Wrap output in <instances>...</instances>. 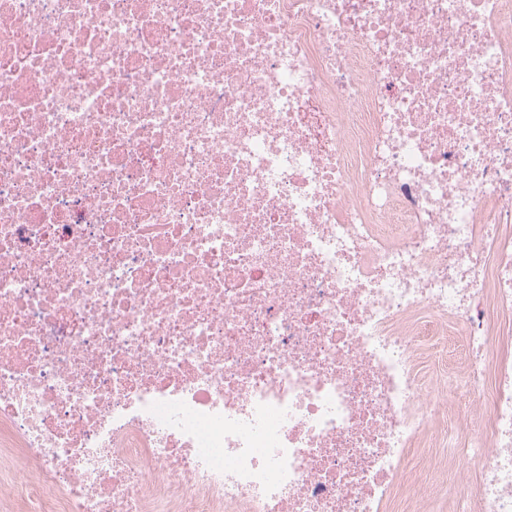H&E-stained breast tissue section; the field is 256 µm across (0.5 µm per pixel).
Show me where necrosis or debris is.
<instances>
[{
  "label": "necrosis or debris",
  "instance_id": "obj_1",
  "mask_svg": "<svg viewBox=\"0 0 512 512\" xmlns=\"http://www.w3.org/2000/svg\"><path fill=\"white\" fill-rule=\"evenodd\" d=\"M512 512V0H0V505ZM426 466L433 472L436 479V493L432 500L426 504L425 512H459L458 497L455 492V485L461 477L460 470L456 472L445 471L444 468L434 460V457L427 459Z\"/></svg>",
  "mask_w": 512,
  "mask_h": 512
}]
</instances>
